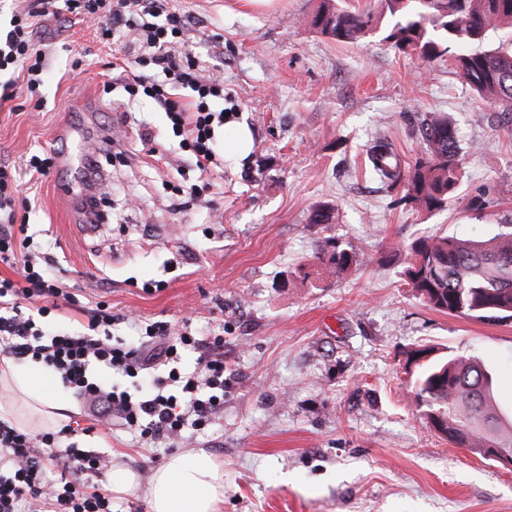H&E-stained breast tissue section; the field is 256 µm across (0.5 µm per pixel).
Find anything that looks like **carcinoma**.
Returning a JSON list of instances; mask_svg holds the SVG:
<instances>
[{
	"label": "carcinoma",
	"instance_id": "cac0c4a2",
	"mask_svg": "<svg viewBox=\"0 0 512 512\" xmlns=\"http://www.w3.org/2000/svg\"><path fill=\"white\" fill-rule=\"evenodd\" d=\"M391 17L386 39L402 51L432 62L450 45L481 39L494 21L512 25V0H383ZM375 15L335 0H321L311 23L342 43L366 38ZM457 75L492 104L499 121L512 126V41L454 59ZM423 155L404 165L385 136L366 149L370 173L384 184L403 185L407 197L429 211L446 207L460 181V137L443 112H424L418 125ZM352 251L327 243L320 260L341 270ZM407 285L426 306L448 314L483 320L512 319V232L484 241L442 236L410 249ZM494 372L475 357L446 355L423 363L411 381L420 415L456 448L484 455L486 448L512 451V416L495 401Z\"/></svg>",
	"mask_w": 512,
	"mask_h": 512
}]
</instances>
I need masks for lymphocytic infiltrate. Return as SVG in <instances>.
<instances>
[{
    "instance_id": "1",
    "label": "lymphocytic infiltrate",
    "mask_w": 512,
    "mask_h": 512,
    "mask_svg": "<svg viewBox=\"0 0 512 512\" xmlns=\"http://www.w3.org/2000/svg\"><path fill=\"white\" fill-rule=\"evenodd\" d=\"M64 12L93 20L102 38L127 29L137 47L132 62L118 67L115 79L129 99L146 95L166 112L181 149L189 151L200 173L216 160L215 130L224 111L211 101L224 96V79L198 73L182 50L185 21L163 0H35L15 12L0 33V74L22 73L29 91H37L45 54L33 40L35 18ZM190 89L184 101L180 88ZM16 179L0 167V263L16 272L0 278V354L21 362L39 359L52 367L62 385L88 411L96 428L119 424L145 443L176 445L186 430L207 429L224 407V339H199L189 332L170 335L167 326L150 324L136 345L114 340L112 328L123 323L103 301L85 307L83 331L45 334L35 318L76 305L66 283L51 272L47 257L31 251L26 225L17 223ZM36 315L24 313V305ZM197 352L193 370H182L186 352ZM107 371L130 378L149 376L147 389L131 391L105 385ZM76 429L28 433L0 422V512H112V495L91 485L106 467L103 456L79 448Z\"/></svg>"
}]
</instances>
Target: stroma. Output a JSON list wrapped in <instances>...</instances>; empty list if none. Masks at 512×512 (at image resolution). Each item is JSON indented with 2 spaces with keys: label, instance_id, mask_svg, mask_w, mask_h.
Here are the masks:
<instances>
[{
  "label": "stroma",
  "instance_id": "obj_1",
  "mask_svg": "<svg viewBox=\"0 0 512 512\" xmlns=\"http://www.w3.org/2000/svg\"><path fill=\"white\" fill-rule=\"evenodd\" d=\"M320 0H167L187 20L185 39L204 72L224 74L229 117L217 135H250L247 155L224 154L198 178L159 106L143 98L131 122L104 93L131 49L122 32L100 43L80 17H39L46 53L34 109L27 94L0 99V164L15 167L39 252L82 302L104 300L140 326L112 329L136 344L145 325L188 326L224 337V409L182 448L224 465L221 512H512V469L455 448L426 427L405 372L408 352L430 346L494 369V396L512 411V320L450 315L421 304L404 280L412 243L449 235L486 240L512 220V129L457 76L447 58L423 62L386 38L387 22L359 43L313 28ZM447 113L459 131L455 201L427 212L365 168V149L388 136L414 162L421 113ZM73 137L56 144L59 126ZM112 128L114 149L94 129ZM107 173V220L74 222L78 169L29 178L24 161L50 146ZM122 158H113V151ZM138 208L123 210L125 199ZM332 220L315 221L320 208ZM357 264H321L327 242ZM166 280L145 293L144 283ZM109 466L147 483L169 456L122 426L79 436Z\"/></svg>",
  "mask_w": 512,
  "mask_h": 512
}]
</instances>
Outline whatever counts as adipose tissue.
I'll list each match as a JSON object with an SVG mask.
<instances>
[{
    "label": "adipose tissue",
    "mask_w": 512,
    "mask_h": 512,
    "mask_svg": "<svg viewBox=\"0 0 512 512\" xmlns=\"http://www.w3.org/2000/svg\"><path fill=\"white\" fill-rule=\"evenodd\" d=\"M68 405L65 391L53 384L39 362L0 366V421L27 431L61 426ZM150 512H220L224 500V470L203 451L171 455L144 488Z\"/></svg>",
    "instance_id": "obj_1"
}]
</instances>
